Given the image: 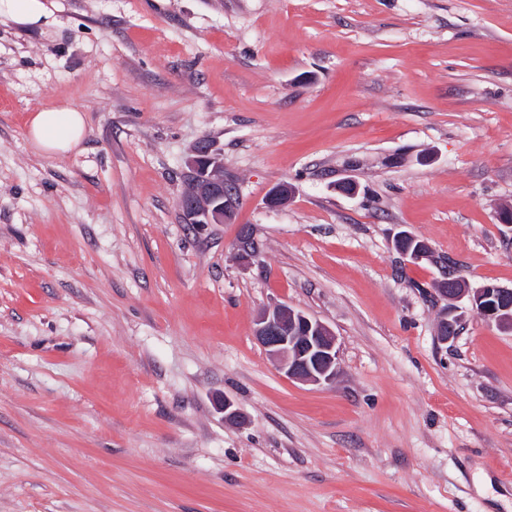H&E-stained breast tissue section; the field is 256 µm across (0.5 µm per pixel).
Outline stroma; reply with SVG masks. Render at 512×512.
I'll return each instance as SVG.
<instances>
[{
	"mask_svg": "<svg viewBox=\"0 0 512 512\" xmlns=\"http://www.w3.org/2000/svg\"><path fill=\"white\" fill-rule=\"evenodd\" d=\"M57 2L0 21V512H512V329L441 341L436 290L512 289V0ZM201 140L239 205L198 227ZM276 303L334 384L256 341ZM51 0H1L0 20L20 30H42L50 23L55 6ZM84 134L83 113L72 106L37 111L31 117L27 130L36 149L48 157L72 151L83 140ZM254 336L289 379L312 385L336 381V336L321 321L275 304L258 318Z\"/></svg>",
	"mask_w": 512,
	"mask_h": 512,
	"instance_id": "1",
	"label": "stroma"
}]
</instances>
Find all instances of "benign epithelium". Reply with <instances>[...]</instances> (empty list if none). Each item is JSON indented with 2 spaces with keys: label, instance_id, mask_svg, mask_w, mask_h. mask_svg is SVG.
Instances as JSON below:
<instances>
[{
  "label": "benign epithelium",
  "instance_id": "1",
  "mask_svg": "<svg viewBox=\"0 0 512 512\" xmlns=\"http://www.w3.org/2000/svg\"><path fill=\"white\" fill-rule=\"evenodd\" d=\"M216 159L207 141L193 151L188 162L192 188L178 202L186 224H222L236 210L238 198L224 182V172L215 167ZM237 250L244 258L256 256L257 246L249 229L241 230ZM441 292L450 302L467 299L489 323L512 327V289L473 288L450 275L448 287ZM254 336L286 377L312 385L336 381V336L327 325L304 312L276 304L260 315Z\"/></svg>",
  "mask_w": 512,
  "mask_h": 512
}]
</instances>
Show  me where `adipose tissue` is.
I'll return each mask as SVG.
<instances>
[{
  "instance_id": "adipose-tissue-1",
  "label": "adipose tissue",
  "mask_w": 512,
  "mask_h": 512,
  "mask_svg": "<svg viewBox=\"0 0 512 512\" xmlns=\"http://www.w3.org/2000/svg\"><path fill=\"white\" fill-rule=\"evenodd\" d=\"M51 0H0V20L20 30H40L53 15ZM85 134L81 110L62 106L37 111L28 123L27 135L42 154L55 157L76 148Z\"/></svg>"
}]
</instances>
